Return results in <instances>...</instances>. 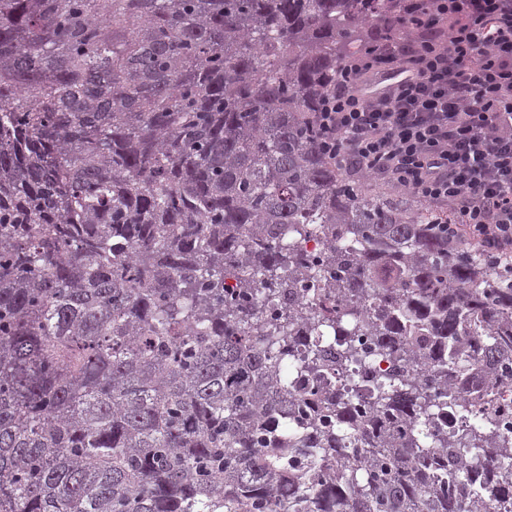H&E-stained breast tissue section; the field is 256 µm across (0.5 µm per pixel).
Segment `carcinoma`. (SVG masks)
Listing matches in <instances>:
<instances>
[{
  "instance_id": "carcinoma-1",
  "label": "carcinoma",
  "mask_w": 512,
  "mask_h": 512,
  "mask_svg": "<svg viewBox=\"0 0 512 512\" xmlns=\"http://www.w3.org/2000/svg\"><path fill=\"white\" fill-rule=\"evenodd\" d=\"M395 2L0 0V512H512V265L314 121ZM499 393L501 398L497 401L493 407L495 415L501 417L507 422L505 426L509 429L512 428V384L511 379L503 380L500 387Z\"/></svg>"
}]
</instances>
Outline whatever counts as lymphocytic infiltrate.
I'll list each match as a JSON object with an SVG mask.
<instances>
[{"instance_id":"lymphocytic-infiltrate-1","label":"lymphocytic infiltrate","mask_w":512,"mask_h":512,"mask_svg":"<svg viewBox=\"0 0 512 512\" xmlns=\"http://www.w3.org/2000/svg\"><path fill=\"white\" fill-rule=\"evenodd\" d=\"M401 41L375 40L336 72L314 120L362 175L447 209L460 237L512 259V0H399ZM408 81L375 97L373 78Z\"/></svg>"}]
</instances>
